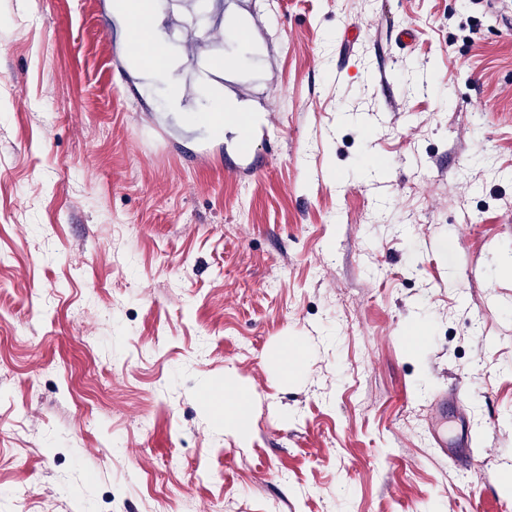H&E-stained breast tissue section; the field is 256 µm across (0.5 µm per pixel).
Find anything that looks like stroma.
I'll list each match as a JSON object with an SVG mask.
<instances>
[{
  "mask_svg": "<svg viewBox=\"0 0 512 512\" xmlns=\"http://www.w3.org/2000/svg\"><path fill=\"white\" fill-rule=\"evenodd\" d=\"M255 8L195 24L246 170L94 0H0V512H512V0ZM210 77L229 98L249 100L254 97L251 93L252 83L243 81L237 71L231 67L219 66L211 72ZM251 399L249 394L243 392L232 384L230 380H224V427L239 429L243 423Z\"/></svg>",
  "mask_w": 512,
  "mask_h": 512,
  "instance_id": "35a3bbf8",
  "label": "stroma"
}]
</instances>
